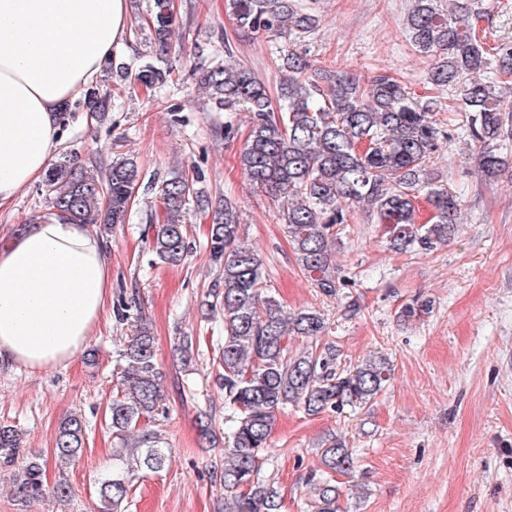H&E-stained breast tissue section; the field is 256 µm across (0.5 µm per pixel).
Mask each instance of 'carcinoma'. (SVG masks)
Segmentation results:
<instances>
[{
  "mask_svg": "<svg viewBox=\"0 0 512 512\" xmlns=\"http://www.w3.org/2000/svg\"><path fill=\"white\" fill-rule=\"evenodd\" d=\"M227 2L243 30L299 40L317 27L316 17L298 0ZM147 15L151 39L160 51H168L175 22L171 0H149ZM468 17L464 3H455L447 14L436 0H413L406 29L417 52L437 59L430 83L460 93L462 123L479 148L480 172L495 179L508 168L502 149L512 136V45L500 44L491 55ZM493 62L497 80L478 77ZM283 68L288 78L274 94L234 59L232 46L226 44L224 61L196 72L195 81L216 109L245 114L249 131L239 156L241 169L254 187L278 203L297 265L315 287L334 297L347 286L335 253L341 226L354 219L358 208L385 227L395 252L428 253L447 243L460 223V201L432 179L442 136L437 100L416 97L386 73L363 86L292 51L283 54ZM169 76V69L147 62L133 80L151 91L166 84ZM111 110L107 91H94L68 107L70 112H90L101 123ZM139 181L133 155L105 166L65 160L44 184L49 214L110 230L128 220ZM197 183L177 174L161 184L162 215L149 220L147 234L155 261L177 266L196 250L185 224L187 210H214L205 250L218 274L208 306L220 310L224 322L216 382L224 391V404L233 411L231 447L224 449V461L216 468L224 485L222 512H281L280 495L260 478L262 452L277 414L290 405L309 414L364 408L382 390L389 369L380 359L340 367L335 346L320 343L327 329L320 312L283 314L276 299L264 294L261 257L240 239L236 205L228 197H209ZM418 191L426 192L434 209L427 224L415 220L413 199ZM114 313L121 321L133 320L135 332L118 353L119 379L108 418L121 447L113 450L112 469L99 481L100 512H120L135 473L159 472L168 460L160 434L141 428L166 400L155 337L124 300L117 302ZM295 338L304 345L292 351L288 340ZM85 433L82 416L64 419L54 457L62 462L78 457ZM21 445L18 429L0 427V466L22 463L19 495L69 499L70 486L62 481L46 486V461L40 456L20 458ZM321 460L326 471L310 479L315 491L312 512H340L341 491L331 473H351L353 452L336 438L322 449Z\"/></svg>",
  "mask_w": 512,
  "mask_h": 512,
  "instance_id": "carcinoma-1",
  "label": "carcinoma"
}]
</instances>
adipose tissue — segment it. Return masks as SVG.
Masks as SVG:
<instances>
[{
	"mask_svg": "<svg viewBox=\"0 0 512 512\" xmlns=\"http://www.w3.org/2000/svg\"><path fill=\"white\" fill-rule=\"evenodd\" d=\"M128 0H0V209L44 178L60 116L112 56ZM102 241L88 225L33 222L0 249V362L68 364L111 298Z\"/></svg>",
	"mask_w": 512,
	"mask_h": 512,
	"instance_id": "ef3b65f1",
	"label": "adipose tissue"
}]
</instances>
